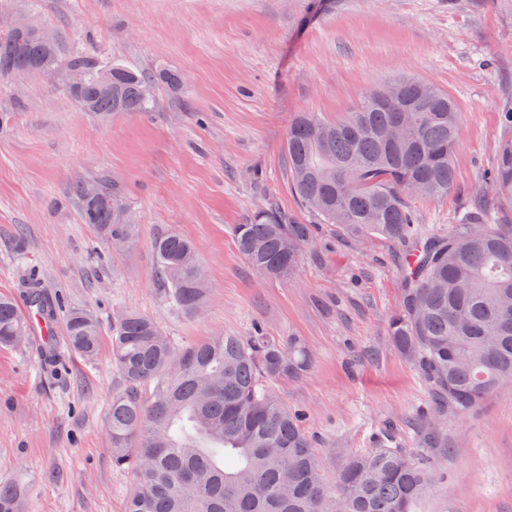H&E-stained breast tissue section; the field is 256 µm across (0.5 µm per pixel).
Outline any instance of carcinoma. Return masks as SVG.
Here are the masks:
<instances>
[{"mask_svg":"<svg viewBox=\"0 0 512 512\" xmlns=\"http://www.w3.org/2000/svg\"><path fill=\"white\" fill-rule=\"evenodd\" d=\"M49 56L83 72L84 83L70 93L86 112H149L156 84L181 83L175 72L92 60L56 37L49 44L0 34V68L12 75L37 72ZM105 70L112 73L108 90L100 84ZM391 85L394 100L370 91L336 121L298 115L284 144L288 180L319 223L398 247L403 288L388 319L390 343L419 365L438 411L464 414L512 382V223L476 208L445 235L422 231L410 199L443 197L454 187L459 112L447 93L424 82ZM487 185L512 204V140L500 146ZM76 193L83 223L111 250L136 239L130 209L108 206L109 198H124L118 181L100 179ZM233 234L255 272L284 279L312 243L313 225L268 204ZM153 251L164 304L196 313L208 282L198 276L194 243L168 233ZM29 288V307L63 314L67 347L94 358L101 347L96 316L63 308L37 282ZM30 332L14 301L0 297V346H17ZM111 349L122 380L109 412L112 467L137 479L126 512H416L432 482L413 453L390 447L386 431L375 447L343 460L333 480L325 478L298 416L267 385L309 371V352L297 338L285 347L256 328L250 336L179 344L156 320L124 312L112 322ZM22 503L21 488L0 481V512H23Z\"/></svg>","mask_w":512,"mask_h":512,"instance_id":"cac0c4a2","label":"carcinoma"}]
</instances>
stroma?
Listing matches in <instances>:
<instances>
[{"label": "stroma", "mask_w": 512, "mask_h": 512, "mask_svg": "<svg viewBox=\"0 0 512 512\" xmlns=\"http://www.w3.org/2000/svg\"><path fill=\"white\" fill-rule=\"evenodd\" d=\"M0 13L32 15L91 59L182 77L154 88L152 111L105 115L80 108L67 75L0 80V296L25 303L36 273L44 292L96 313L102 336L92 361L62 344L54 363L32 340L0 347V481L23 488L26 512H125L136 478L113 468L108 431L123 311L182 344L258 324L300 339L309 373L271 389L303 414L326 476L389 426L434 473L418 512H512V383L468 413L436 414L422 370L387 335L403 286L393 244L318 224L279 280L253 272L232 235L270 201L309 220L283 151L298 113L342 118L400 76L448 92L460 112L454 189L414 203L425 232L446 234L512 139V0H0ZM103 175L124 185L139 226L118 253L72 192ZM169 232L194 242L210 281L192 317L158 290L152 246ZM432 414L447 448L418 444Z\"/></svg>", "instance_id": "stroma-1"}]
</instances>
